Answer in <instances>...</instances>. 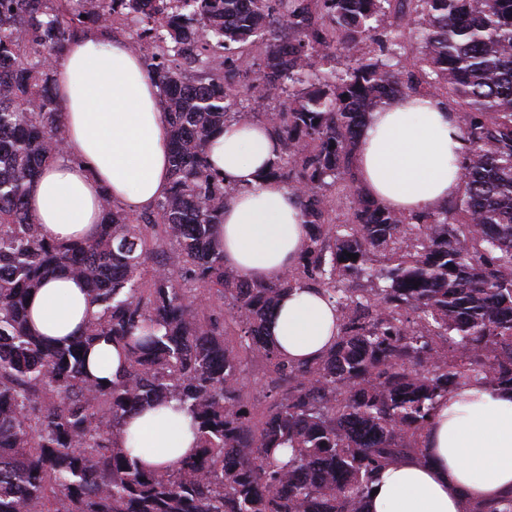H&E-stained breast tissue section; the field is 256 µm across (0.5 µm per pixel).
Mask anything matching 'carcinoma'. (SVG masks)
Wrapping results in <instances>:
<instances>
[{"mask_svg": "<svg viewBox=\"0 0 512 512\" xmlns=\"http://www.w3.org/2000/svg\"><path fill=\"white\" fill-rule=\"evenodd\" d=\"M391 2L0 0L11 70L0 83V512H364L380 468L426 459L449 388L512 389V0ZM117 16L149 39L143 58L171 119L170 191L137 215L105 196L97 237L57 244L25 202L66 141L52 63ZM246 50L251 97L276 99L259 116L236 81ZM449 95L465 142L454 206L405 214L366 197L353 169L367 114L395 96ZM229 120L271 128L269 176L308 226L275 282L224 265L216 227L235 189L211 171L206 143ZM339 183L350 213L331 224ZM57 274L84 281L99 311L80 336L50 342L31 331L27 300ZM304 284L335 304L339 333L294 364L264 323ZM102 340L125 350L109 384L86 369ZM253 360L270 378L257 423L240 383ZM170 399L197 421L198 453L145 470L118 436L131 413Z\"/></svg>", "mask_w": 512, "mask_h": 512, "instance_id": "cac0c4a2", "label": "carcinoma"}]
</instances>
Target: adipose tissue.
I'll return each instance as SVG.
<instances>
[{
    "label": "adipose tissue",
    "instance_id": "1",
    "mask_svg": "<svg viewBox=\"0 0 512 512\" xmlns=\"http://www.w3.org/2000/svg\"><path fill=\"white\" fill-rule=\"evenodd\" d=\"M67 139L44 166L26 203L50 241L93 237L100 201L127 211L152 210L171 185L169 116L143 61L122 38L92 29L74 38L53 67ZM465 150L456 112L437 97H395L367 116L355 155L365 194L391 209L421 213L460 188ZM278 143L260 123L229 122L207 144L208 161L238 193L224 206L217 233L224 263L254 282L277 281L299 256L306 227L298 199L269 169ZM83 285L46 281L30 300L33 328L43 336L80 335L94 314ZM336 311L306 286L282 297L266 333L291 361H310L337 334ZM123 447L152 467L192 456L195 423L177 403L127 418ZM426 460L411 456L385 466L365 512H468L512 498V392L481 382L439 399L425 434Z\"/></svg>",
    "mask_w": 512,
    "mask_h": 512
}]
</instances>
